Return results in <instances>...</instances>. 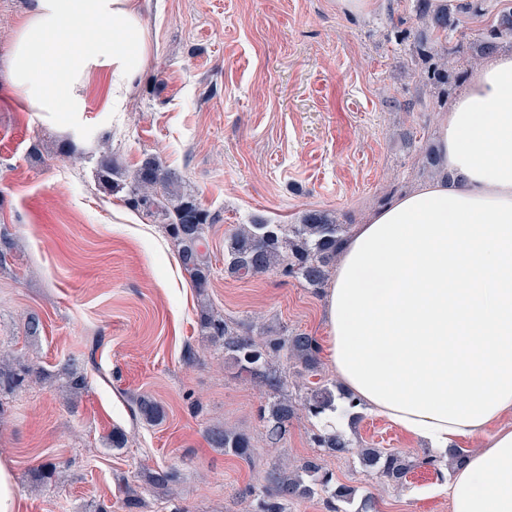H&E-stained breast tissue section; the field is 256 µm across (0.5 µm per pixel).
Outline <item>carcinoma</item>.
<instances>
[{
	"label": "carcinoma",
	"mask_w": 512,
	"mask_h": 512,
	"mask_svg": "<svg viewBox=\"0 0 512 512\" xmlns=\"http://www.w3.org/2000/svg\"><path fill=\"white\" fill-rule=\"evenodd\" d=\"M417 27L405 33L401 66L415 81L419 95H429L437 103L448 96L467 75L461 65L490 57L509 45L512 47V7L492 14L485 26L474 35L462 31L466 17L489 14L486 0H460L448 7L447 0H413ZM421 173L431 177L445 176L442 159L434 147L421 151ZM98 179L109 192H122L125 201L148 217L161 216L167 235L178 246V259L198 296H207L212 266L207 255V236L212 226L209 212L197 200L177 189L178 176L163 167L158 157L146 154L128 173L107 154L100 160ZM350 225L327 210H308L297 224H270L254 218L238 224L224 234V269L232 276H256L278 271L292 277L319 295L330 279L342 243L348 239ZM17 243L5 228H0V267L7 264ZM201 331L224 348L237 372L265 386L270 391L268 402L260 409L269 441L281 442L298 411L317 418L328 411H339L351 423L361 415L357 405L342 387L321 376L318 339L306 332L283 331L268 336L254 334L253 326L234 328L210 305L201 308ZM285 359L296 368L302 380L300 398L288 390V380L279 367ZM70 394L86 388L81 368L73 362L62 367ZM43 371L21 357L0 355V389H12L30 377H41ZM140 418L156 425L164 418L162 406L142 396L136 401ZM207 439L212 447L250 460L251 437L221 425L209 428ZM314 443L325 453L341 457L351 450V443L339 431L321 430ZM357 455L368 474H376L388 482L404 484L411 468L429 466L440 471L438 460L425 455L410 461L397 451L359 448ZM179 480L172 467H157L146 474L147 484L155 490L167 491ZM325 495L327 512H342L338 503L351 501L353 490L334 482L331 473L322 469L316 458H307L294 467H275L258 487H251L252 512H292L294 504L317 493Z\"/></svg>",
	"instance_id": "carcinoma-1"
}]
</instances>
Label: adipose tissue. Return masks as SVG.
Instances as JSON below:
<instances>
[{"instance_id": "ef3b65f1", "label": "adipose tissue", "mask_w": 512, "mask_h": 512, "mask_svg": "<svg viewBox=\"0 0 512 512\" xmlns=\"http://www.w3.org/2000/svg\"><path fill=\"white\" fill-rule=\"evenodd\" d=\"M141 3L30 0L5 67L15 104L83 111L104 70L120 108L151 47ZM435 147L450 181L395 198L343 244L328 359L361 407L456 454L452 512H512V51L472 73Z\"/></svg>"}]
</instances>
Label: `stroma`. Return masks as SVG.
Segmentation results:
<instances>
[{
  "mask_svg": "<svg viewBox=\"0 0 512 512\" xmlns=\"http://www.w3.org/2000/svg\"><path fill=\"white\" fill-rule=\"evenodd\" d=\"M29 0H0V224L19 247L0 268V353H24L47 376L0 392V458L14 470L21 512H123L119 479L148 512H247L245 490L268 470L320 458L353 488L347 512L372 496L378 512H451L446 483L417 468L402 487L364 472L355 452L324 455L306 416L283 444L268 443L259 408L266 388L238 377L223 349L203 336L200 299L161 224L98 186L104 150L133 169L158 155L213 218L208 297L228 320L274 331L303 330L326 343L322 297L270 272H224V234L259 217L296 223L309 209L366 223L390 184L423 185L404 134L439 133L446 113L415 101L398 63V31L416 26L412 0H376L364 16L336 0H148L152 44L121 111L104 109L92 83L81 112H24L3 76ZM38 315L39 335L27 321ZM77 359L87 389L66 402L62 364ZM165 410L145 423L135 401ZM250 435L251 460L210 447L208 428ZM352 445L422 456L425 446L384 417L337 418ZM127 436L113 448V429ZM47 461L62 479L37 483ZM173 467L163 495L143 468Z\"/></svg>",
  "mask_w": 512,
  "mask_h": 512,
  "instance_id": "stroma-1",
  "label": "stroma"
}]
</instances>
